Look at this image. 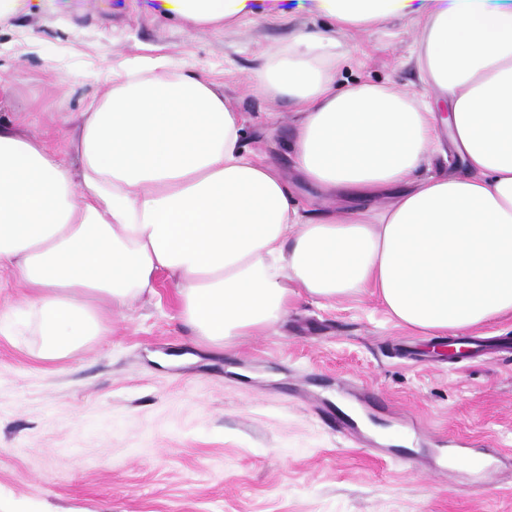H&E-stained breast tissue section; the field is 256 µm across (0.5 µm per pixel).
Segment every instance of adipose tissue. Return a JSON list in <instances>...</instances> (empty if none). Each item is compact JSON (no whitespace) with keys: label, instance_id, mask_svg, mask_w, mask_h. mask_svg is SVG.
Returning <instances> with one entry per match:
<instances>
[{"label":"adipose tissue","instance_id":"obj_1","mask_svg":"<svg viewBox=\"0 0 512 512\" xmlns=\"http://www.w3.org/2000/svg\"><path fill=\"white\" fill-rule=\"evenodd\" d=\"M315 2L339 29L422 21L416 66L445 116L388 87H339L317 34L253 77L296 103L300 179L327 201L391 189L393 201L302 214L271 165L243 156L240 116L221 92L145 59L88 106L67 150L0 124V274L27 290L22 316L0 311V335L28 329L39 358H66L105 334V310L153 292L162 273L180 320L214 347L275 329L301 299L368 288L398 324L431 336L512 313V4ZM161 9L198 26L252 12L250 0ZM443 124L466 175L415 178Z\"/></svg>","mask_w":512,"mask_h":512}]
</instances>
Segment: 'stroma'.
Returning <instances> with one entry per match:
<instances>
[{
    "label": "stroma",
    "instance_id": "35a3bbf8",
    "mask_svg": "<svg viewBox=\"0 0 512 512\" xmlns=\"http://www.w3.org/2000/svg\"><path fill=\"white\" fill-rule=\"evenodd\" d=\"M0 22V119L64 148L113 73L162 55L212 81L242 118L245 156L275 164L302 207L318 189L286 147V96L258 90L263 60L299 33L331 36L338 82L433 101L415 65L421 23L336 29L313 0H255L200 27L159 0H31ZM58 361L0 335V512H512V355L448 362L372 291L302 300L269 334L197 342L172 280L113 312ZM341 411L349 434L325 422ZM497 449L491 476L473 465Z\"/></svg>",
    "mask_w": 512,
    "mask_h": 512
}]
</instances>
